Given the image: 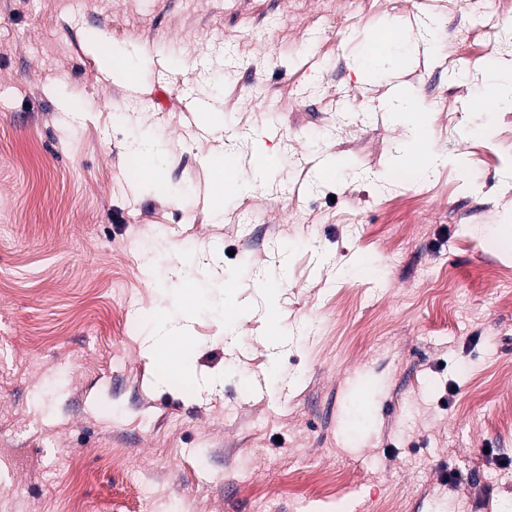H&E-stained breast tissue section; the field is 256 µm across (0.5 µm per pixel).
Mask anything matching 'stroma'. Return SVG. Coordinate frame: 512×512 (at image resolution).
<instances>
[{
  "label": "stroma",
  "instance_id": "obj_1",
  "mask_svg": "<svg viewBox=\"0 0 512 512\" xmlns=\"http://www.w3.org/2000/svg\"><path fill=\"white\" fill-rule=\"evenodd\" d=\"M93 2L0 0V512H512V0ZM96 54L99 56L102 69L111 78L123 82H131L135 78L136 69L128 61L125 55L114 52L107 40H100L95 46ZM488 94L486 99L498 102L503 98L512 99V69L508 72L492 71L487 73ZM433 159L428 162L427 156L419 152L415 146L410 147L402 157V160L394 168V174L405 179H411L415 175L422 173L429 165H432ZM178 320L176 318H167L164 323L159 325L155 333L151 336L150 342H164L167 346V355L170 360H174L178 354L179 345L184 342L192 341L189 336L190 310L184 304L176 305ZM179 320L183 324H179Z\"/></svg>",
  "mask_w": 512,
  "mask_h": 512
}]
</instances>
